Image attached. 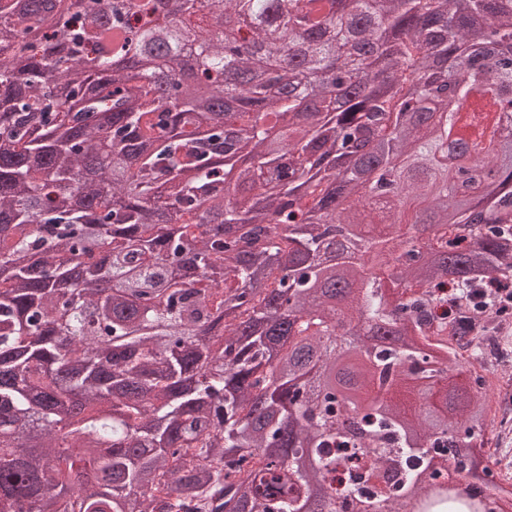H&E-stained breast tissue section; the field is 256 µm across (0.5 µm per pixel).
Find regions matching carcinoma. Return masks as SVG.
Listing matches in <instances>:
<instances>
[{
	"label": "carcinoma",
	"instance_id": "obj_1",
	"mask_svg": "<svg viewBox=\"0 0 512 512\" xmlns=\"http://www.w3.org/2000/svg\"><path fill=\"white\" fill-rule=\"evenodd\" d=\"M470 100L512 0H0V512H399L450 466L505 512L442 311L512 280Z\"/></svg>",
	"mask_w": 512,
	"mask_h": 512
}]
</instances>
